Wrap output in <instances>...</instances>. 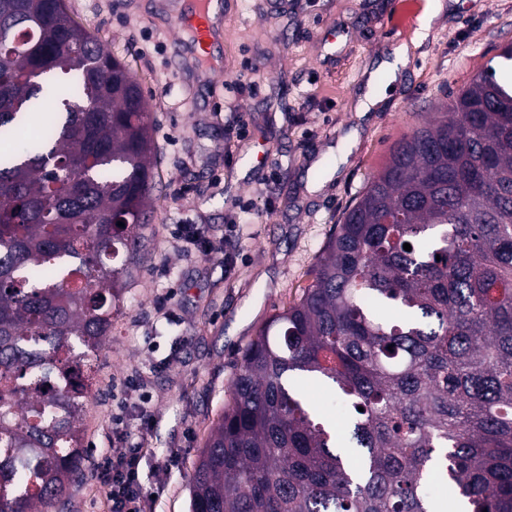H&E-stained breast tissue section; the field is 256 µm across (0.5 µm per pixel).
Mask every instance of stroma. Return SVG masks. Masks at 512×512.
I'll return each mask as SVG.
<instances>
[{"label":"stroma","instance_id":"1","mask_svg":"<svg viewBox=\"0 0 512 512\" xmlns=\"http://www.w3.org/2000/svg\"><path fill=\"white\" fill-rule=\"evenodd\" d=\"M167 2L66 0L136 75L154 120L147 252L93 360L83 417L91 453L147 447L146 512H188L198 451L246 348L311 283L334 224L395 143L512 45V0H301L291 14L220 0L213 74L181 53ZM438 4L395 89L358 115L368 70ZM171 224L198 225L209 251H185ZM49 512H104L93 467Z\"/></svg>","mask_w":512,"mask_h":512}]
</instances>
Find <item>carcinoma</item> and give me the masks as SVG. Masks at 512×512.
I'll return each instance as SVG.
<instances>
[{"instance_id": "1", "label": "carcinoma", "mask_w": 512, "mask_h": 512, "mask_svg": "<svg viewBox=\"0 0 512 512\" xmlns=\"http://www.w3.org/2000/svg\"><path fill=\"white\" fill-rule=\"evenodd\" d=\"M152 130L65 0H0V512L82 477L89 361L152 224ZM304 378L340 394L349 442ZM435 482L512 512V82L491 67L393 147L244 352L189 506L429 512Z\"/></svg>"}]
</instances>
